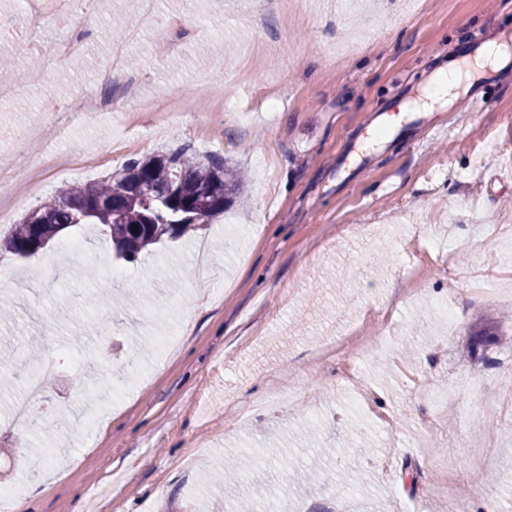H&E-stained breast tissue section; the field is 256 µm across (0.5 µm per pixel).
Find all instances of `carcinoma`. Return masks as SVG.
Returning <instances> with one entry per match:
<instances>
[{
	"label": "carcinoma",
	"instance_id": "carcinoma-1",
	"mask_svg": "<svg viewBox=\"0 0 512 512\" xmlns=\"http://www.w3.org/2000/svg\"><path fill=\"white\" fill-rule=\"evenodd\" d=\"M144 177L147 195H131V182ZM243 180L240 170L218 156L187 151L133 160L104 180L69 185L28 212L4 237V250L28 258L34 233L46 243L80 224H99L112 239L115 256L127 263L167 239L200 230L224 214Z\"/></svg>",
	"mask_w": 512,
	"mask_h": 512
}]
</instances>
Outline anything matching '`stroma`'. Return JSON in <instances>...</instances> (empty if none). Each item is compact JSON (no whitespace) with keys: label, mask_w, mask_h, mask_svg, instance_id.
<instances>
[{"label":"stroma","mask_w":512,"mask_h":512,"mask_svg":"<svg viewBox=\"0 0 512 512\" xmlns=\"http://www.w3.org/2000/svg\"><path fill=\"white\" fill-rule=\"evenodd\" d=\"M124 9L46 0L30 49L0 47V164L17 186L44 178L38 196L0 195V235L66 185L182 146L248 180L224 215L132 264L87 270L112 253L94 224L25 260L0 253L16 273L0 427L14 370L36 356L51 376L31 425L0 441L22 490L11 512H238L283 497L288 512H512V238L493 230L512 225V62L423 102L480 43H512V0H155L151 25L126 21L136 41L112 37ZM76 34L75 69L49 47ZM119 47L112 89L137 71L138 98L59 126L53 105L100 91ZM433 124L454 133L415 149ZM78 238L83 255L63 257ZM201 240L211 300L191 275ZM274 390L304 403L242 420ZM274 442L290 469L272 464ZM350 455L353 491L340 485ZM225 459L241 466L232 497L204 481Z\"/></svg>","instance_id":"1"}]
</instances>
